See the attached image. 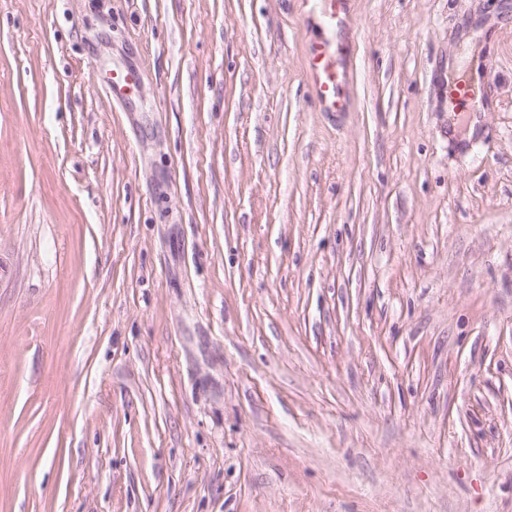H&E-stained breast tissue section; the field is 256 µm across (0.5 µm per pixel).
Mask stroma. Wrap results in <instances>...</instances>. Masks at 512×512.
Returning a JSON list of instances; mask_svg holds the SVG:
<instances>
[{"mask_svg": "<svg viewBox=\"0 0 512 512\" xmlns=\"http://www.w3.org/2000/svg\"><path fill=\"white\" fill-rule=\"evenodd\" d=\"M307 16L0 0V512H512V0ZM317 35L306 52V76L312 101L324 112H345L349 100L343 87L350 78L349 49L339 35L349 0H314ZM495 67L492 58L485 57L479 64V82L476 84L471 75L470 64H466L459 79L448 83V107L457 115L468 117L470 111L466 110L468 102L474 100L480 92L483 81H489Z\"/></svg>", "mask_w": 512, "mask_h": 512, "instance_id": "35a3bbf8", "label": "stroma"}]
</instances>
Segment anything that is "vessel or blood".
Wrapping results in <instances>:
<instances>
[{
    "label": "vessel or blood",
    "mask_w": 512,
    "mask_h": 512,
    "mask_svg": "<svg viewBox=\"0 0 512 512\" xmlns=\"http://www.w3.org/2000/svg\"><path fill=\"white\" fill-rule=\"evenodd\" d=\"M349 0H315L317 35L306 52V76L312 101L325 112H345L349 100L343 92L350 78L349 49L339 35L348 10ZM495 63L484 58L478 75L463 71L461 77L448 85V106L457 115H465L470 100L476 98L481 82L490 80Z\"/></svg>",
    "instance_id": "obj_1"
}]
</instances>
